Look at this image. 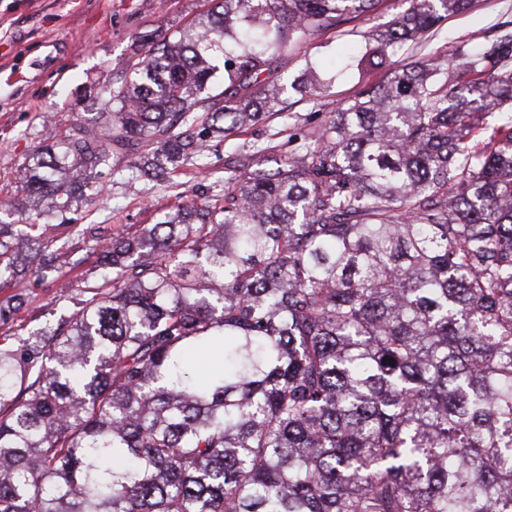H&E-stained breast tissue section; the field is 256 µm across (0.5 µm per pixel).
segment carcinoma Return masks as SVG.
I'll return each mask as SVG.
<instances>
[{
    "label": "carcinoma",
    "mask_w": 512,
    "mask_h": 512,
    "mask_svg": "<svg viewBox=\"0 0 512 512\" xmlns=\"http://www.w3.org/2000/svg\"><path fill=\"white\" fill-rule=\"evenodd\" d=\"M208 2L34 150L0 283L74 185L180 186L315 102L327 78L281 80L288 50L380 0ZM405 2L350 63L383 81L286 152L234 149L223 186L101 246L78 310L0 346V512H512V21L398 68L474 5ZM67 263L56 239L33 274Z\"/></svg>",
    "instance_id": "1"
}]
</instances>
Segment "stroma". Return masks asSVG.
I'll return each instance as SVG.
<instances>
[{
  "mask_svg": "<svg viewBox=\"0 0 512 512\" xmlns=\"http://www.w3.org/2000/svg\"><path fill=\"white\" fill-rule=\"evenodd\" d=\"M207 0H0V201L20 197L18 175L32 149L63 135L81 119L98 112L95 90L124 71L142 40L160 42L186 26ZM403 0H381L375 10L338 29L314 33L301 48L289 51L282 76L298 74L307 62H320L334 73L319 96L318 110L292 105L295 120L307 124L336 111L361 87L380 82L382 73L359 75L347 59L364 46V37L390 24L403 11ZM512 19V0H476L463 15L444 19L430 40L394 51V65L439 55L454 44L475 47L497 24ZM166 183L107 182L94 220L72 225L55 217L51 234L65 238L74 267L46 282L35 276L0 287V304L17 311L0 323V340L19 329L54 325L60 319V296L70 303L84 297L99 246L119 230L154 223L157 211L173 207L181 192Z\"/></svg>",
  "mask_w": 512,
  "mask_h": 512,
  "instance_id": "stroma-1",
  "label": "stroma"
}]
</instances>
